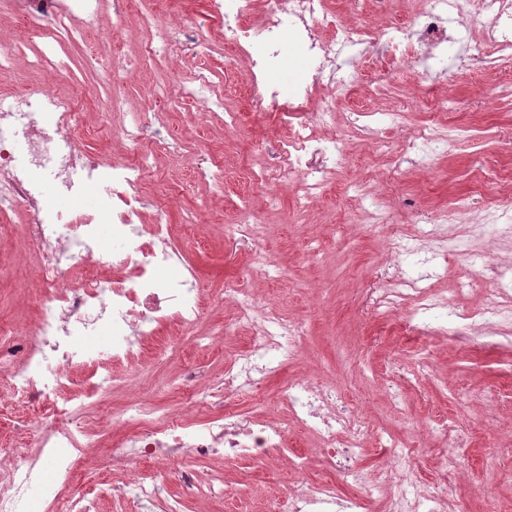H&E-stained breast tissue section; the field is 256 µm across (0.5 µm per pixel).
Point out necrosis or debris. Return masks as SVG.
Here are the masks:
<instances>
[{
  "label": "necrosis or debris",
  "mask_w": 512,
  "mask_h": 512,
  "mask_svg": "<svg viewBox=\"0 0 512 512\" xmlns=\"http://www.w3.org/2000/svg\"><path fill=\"white\" fill-rule=\"evenodd\" d=\"M100 0H0V11L13 14L25 29L42 40L28 66L55 71L62 67L58 52L63 42L85 40L99 25ZM220 30L213 31L188 22L178 27L158 25L154 16L143 15L146 27L156 28L157 37L144 44L140 65L157 57L182 55L192 46L206 52L234 47L245 60L259 89L264 108L274 111L288 130L278 140L270 167L256 179L261 183L294 185L301 199L319 195L325 185L324 173L330 163L344 154L343 140H315L311 124H328L336 111V96H315L326 64L334 62L345 45L372 42L364 28L344 24L332 0H210ZM492 12L494 27L486 36L467 45L473 65H486L492 55L512 54V10L503 0H414L408 24L393 27L381 44L384 53L401 61L416 58L428 63L437 59L448 42L447 20L466 23L474 8ZM296 32L298 52L294 59L305 66L303 79L291 90H282L269 75L285 51L283 22ZM332 38H324L325 30ZM157 101H177L184 106L205 104L221 110L224 125L236 127L240 115L228 109L226 99L210 91L207 74H199L191 86L157 88ZM311 111H301V103ZM75 108L65 98L26 89L0 96V215L23 209L31 214L23 226L26 238L40 256L37 274L43 293L37 303L38 318L29 334L0 325V371L8 370L10 386L28 413L23 425L36 441L34 451L0 452V512H33L34 501L58 504L61 512H89L84 498L71 488L82 469V454L89 430L83 425L86 411L97 405L103 392L115 380L106 363L128 357L148 339L159 325L178 321L185 335H192L203 310V297L194 285L193 270L175 246L169 212L156 206L153 223H139L144 205L140 188L153 169V159L175 152L177 137L166 126L152 127L131 120L118 130L132 149L131 158L112 163L111 186L94 210L68 213L47 211L38 174L53 171L60 191L79 196L77 172L94 176L105 167L96 156L79 151L71 136ZM465 209L458 203L430 224L417 226L412 235L399 234L389 242L388 252L396 259H410L423 253L447 255L454 249L448 225ZM112 227V236L99 241L100 225ZM112 253V266L130 269V279H106L95 269V242ZM79 266L84 276L79 285H69L66 275ZM169 273L165 285H158L156 270ZM224 296L235 307L231 324L253 328L250 348L240 354L223 380L213 382L201 400L211 410L209 417L185 424L157 416L145 400L134 399L122 413L113 415L112 426H137L129 440L113 444V466L131 459L159 457H202L225 453L248 457L265 464L284 455L288 433L279 425L258 416H244L224 409L226 396L244 400L255 397L261 383L276 363L301 350L303 324L282 317L272 306L261 303L255 292L228 288ZM412 304L410 321L427 324L442 317L444 330L452 338L467 341L474 328L498 336L512 335V292L490 288L468 323H461L456 308L438 295L421 278H402L379 289L378 308L389 310ZM109 327L104 345L90 341L101 327ZM86 371L76 378L74 369ZM293 418L319 435L326 456V472L360 482L355 465L356 448L363 444L368 428L353 418V411L336 391L305 381H293L283 390ZM413 450L401 445L397 455L403 469L399 490L389 501L388 512H440L447 500L446 480L423 488L414 479ZM268 512H367L362 497L340 499L331 482L311 483L292 491L287 505L272 503Z\"/></svg>",
  "instance_id": "4bbe7bcc"
}]
</instances>
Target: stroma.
<instances>
[{
	"instance_id": "1",
	"label": "stroma",
	"mask_w": 512,
	"mask_h": 512,
	"mask_svg": "<svg viewBox=\"0 0 512 512\" xmlns=\"http://www.w3.org/2000/svg\"><path fill=\"white\" fill-rule=\"evenodd\" d=\"M138 9L159 11L172 25L185 19L205 28L219 24L210 0H141ZM409 18L408 0H390L383 13L372 0H359L343 13L345 24L370 29L377 41ZM485 25L478 14L454 32L430 74L411 63L393 66L378 59L375 43L346 48L338 64L341 75L354 83L352 99L340 104L333 124L312 130L319 138H344L346 153L328 174L314 206L306 210L299 208L293 187L276 193L250 178L285 131L251 99V79L237 56L193 53L176 66L165 61L143 74H128L115 87L122 112H106L99 100L100 75L111 74L118 62L137 61L150 35L132 19L113 25L107 2L99 30L66 49L67 70L35 78L24 69L17 78H0V93L23 86L72 99L80 114L77 146L104 162L129 157L113 132L133 115L148 124L164 119L186 146V156L158 157V176L147 178L142 188L151 199L143 208V220L152 223L153 201L168 198L174 241L193 266L205 297L195 330L199 340L190 342L176 328H163L134 359L114 366V373L126 376L129 385L104 392L102 405L118 410L134 387L146 391L158 413L180 416L186 423L201 420L203 406L191 402L179 376L193 366L207 378L222 377L248 349L250 326L237 327L229 337L224 334L234 315L232 304L224 300V287L240 285L306 325L299 355L284 361L265 385L267 412L285 417L282 387L304 378L320 388L335 386L373 427L376 436L357 459L364 481L375 489L370 512H387L395 492L384 482L391 459L377 439L381 433L395 434L411 445L414 474L422 486H429L444 459L452 458L448 485L463 512H487L494 499L511 508L512 341L494 345L476 337L460 345L451 337L409 328L406 307L381 313L372 304L375 289L417 275L426 276L456 308L478 304L487 283L470 275L462 256L453 253L414 265L391 259L386 250L393 232L412 233L454 198L469 203L460 223L482 225L492 264L512 271V181L475 179L481 167L512 168V66L458 63L471 33ZM205 70L212 72L215 90L227 91L228 105L242 114L233 130L195 109L160 108L149 92L152 84L189 82ZM490 85L496 86L497 96L489 102L483 90ZM396 108L403 111L401 125L377 122L367 134L354 127L355 113ZM424 123L462 125L471 137L424 157L412 146L413 131ZM193 154L224 158L223 179L198 176L189 161ZM245 197L252 201L255 222L268 227L259 243L269 261L264 268L252 265L246 247L224 235L225 225L239 220ZM372 201L386 211V223H358V215ZM28 221V212L18 211L0 223V322L23 330L36 317L38 253L20 233ZM421 347L429 361L425 372L410 362ZM428 416L460 419L466 445L452 446L444 437L424 439L421 422ZM288 446L293 454L308 458L307 470L295 475L284 462L264 466L221 454L195 460L193 467L206 482L244 485L243 494L221 498L184 490L178 481L183 461L162 457L121 468L113 466L106 449L94 447L88 452L92 465L73 491L91 499V512H132V478L164 471L166 493L181 498L184 512H265L273 500L287 501L291 490L324 477L319 452L303 427L289 428Z\"/></svg>"
}]
</instances>
